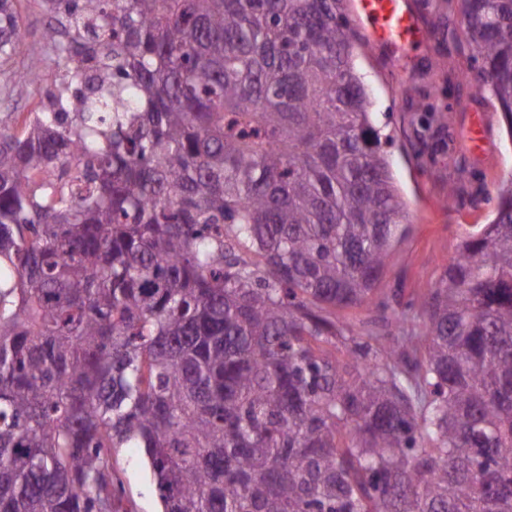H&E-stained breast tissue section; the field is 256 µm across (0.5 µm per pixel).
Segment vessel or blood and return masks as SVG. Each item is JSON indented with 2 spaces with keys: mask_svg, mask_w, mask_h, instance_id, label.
<instances>
[{
  "mask_svg": "<svg viewBox=\"0 0 512 512\" xmlns=\"http://www.w3.org/2000/svg\"><path fill=\"white\" fill-rule=\"evenodd\" d=\"M349 9L367 41L400 64H407L416 49L430 42L409 0H349Z\"/></svg>",
  "mask_w": 512,
  "mask_h": 512,
  "instance_id": "1",
  "label": "vessel or blood"
}]
</instances>
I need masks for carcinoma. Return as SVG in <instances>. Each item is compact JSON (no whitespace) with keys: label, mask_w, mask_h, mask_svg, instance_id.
I'll list each match as a JSON object with an SVG mask.
<instances>
[{"label":"carcinoma","mask_w":512,"mask_h":512,"mask_svg":"<svg viewBox=\"0 0 512 512\" xmlns=\"http://www.w3.org/2000/svg\"><path fill=\"white\" fill-rule=\"evenodd\" d=\"M42 2L18 72L0 0V93L56 76L0 119V512H131L126 446L163 512H512V183L380 295L409 225L341 0ZM460 14L512 134V0ZM41 98L42 95L37 86L18 88V92L15 93L11 99L6 101L0 100V113L14 112L10 115L13 125L17 126V122L20 125L23 116L39 109ZM15 100H17L18 103L12 106L11 104ZM7 104L9 105V109H7Z\"/></svg>","instance_id":"carcinoma-1"}]
</instances>
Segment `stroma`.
<instances>
[{
	"label": "stroma",
	"instance_id": "1",
	"mask_svg": "<svg viewBox=\"0 0 512 512\" xmlns=\"http://www.w3.org/2000/svg\"><path fill=\"white\" fill-rule=\"evenodd\" d=\"M431 33L428 47L400 67L382 49L363 47L357 66L366 73L395 181L409 210V234L393 248L379 287L386 294L421 296L438 280L459 239L489 223L498 188L512 181V137L488 94L476 87L449 94L464 54L439 36L459 27L455 0H412ZM491 116L484 155L469 151L468 134L480 113ZM454 205H447V197ZM133 512H162L142 449L119 448Z\"/></svg>",
	"mask_w": 512,
	"mask_h": 512
}]
</instances>
